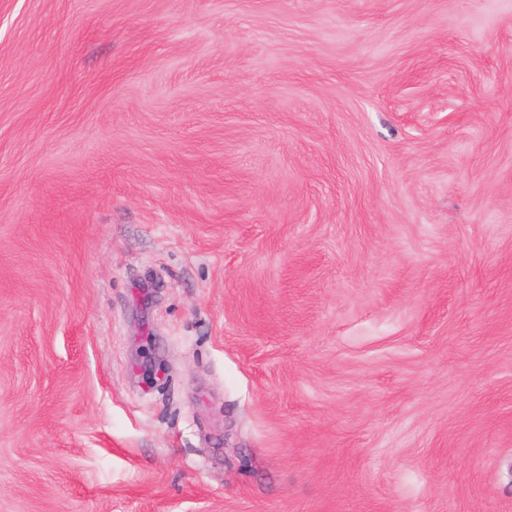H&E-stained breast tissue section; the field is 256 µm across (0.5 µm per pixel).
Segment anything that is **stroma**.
<instances>
[{
    "label": "stroma",
    "instance_id": "1",
    "mask_svg": "<svg viewBox=\"0 0 512 512\" xmlns=\"http://www.w3.org/2000/svg\"><path fill=\"white\" fill-rule=\"evenodd\" d=\"M0 512H512V0H0Z\"/></svg>",
    "mask_w": 512,
    "mask_h": 512
}]
</instances>
